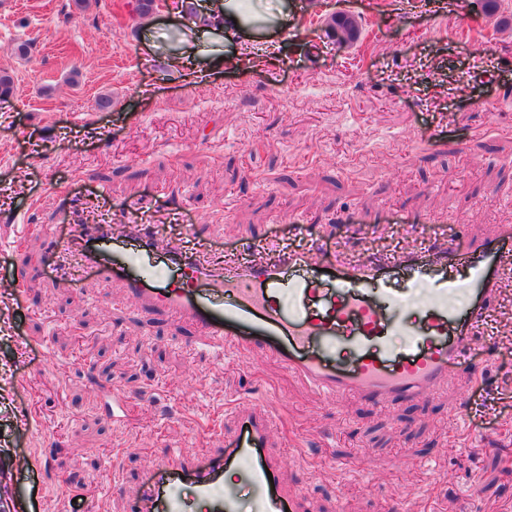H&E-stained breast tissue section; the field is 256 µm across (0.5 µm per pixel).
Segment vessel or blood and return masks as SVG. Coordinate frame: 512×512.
Instances as JSON below:
<instances>
[{
    "instance_id": "1",
    "label": "vessel or blood",
    "mask_w": 512,
    "mask_h": 512,
    "mask_svg": "<svg viewBox=\"0 0 512 512\" xmlns=\"http://www.w3.org/2000/svg\"><path fill=\"white\" fill-rule=\"evenodd\" d=\"M71 245L81 262L120 283L142 313L165 311L207 339L261 351L323 397L382 407L453 388L461 393L464 419L483 383L459 378L453 367L476 343L501 289L512 284V224L498 225L491 236L463 248L441 241L358 265L309 251L286 253L271 238L248 264L217 269L144 226L78 224ZM158 259L184 273L185 285L153 281L147 270ZM395 273L417 296L422 317L411 331L413 348L403 356L385 341L391 325L380 301ZM226 293L234 294V302L220 303ZM344 351L355 366L335 364ZM237 415V429L205 463L153 462L151 480L129 492L134 512H185L187 486L210 503L211 512H237L238 484L224 481L230 470L250 487L253 512H297L298 498L278 478L279 460L267 453L272 411L244 402Z\"/></svg>"
}]
</instances>
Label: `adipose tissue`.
<instances>
[{
	"instance_id": "obj_1",
	"label": "adipose tissue",
	"mask_w": 512,
	"mask_h": 512,
	"mask_svg": "<svg viewBox=\"0 0 512 512\" xmlns=\"http://www.w3.org/2000/svg\"><path fill=\"white\" fill-rule=\"evenodd\" d=\"M239 0H182L181 11L190 15L182 42L196 55L194 78L201 81L224 65L226 41L243 34L248 26Z\"/></svg>"
}]
</instances>
